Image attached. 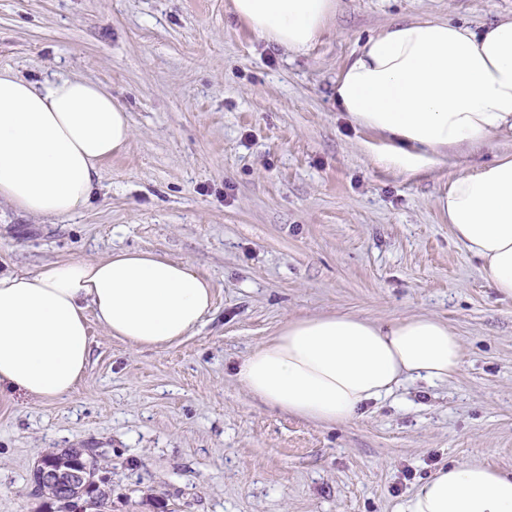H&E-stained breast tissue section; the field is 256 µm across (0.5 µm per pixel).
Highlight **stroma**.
<instances>
[{"label":"stroma","instance_id":"stroma-1","mask_svg":"<svg viewBox=\"0 0 512 512\" xmlns=\"http://www.w3.org/2000/svg\"><path fill=\"white\" fill-rule=\"evenodd\" d=\"M231 0H0V69L105 85L132 137L66 218L0 207V273L151 249L213 284L182 342L139 349L89 319L86 377L63 401L0 389V512H50L28 480L47 452L94 448L110 512H399L439 467L512 474V298L498 295L438 207L448 182L512 135L409 174L366 152L336 80L395 22L480 30L512 0H338L303 53L269 45ZM432 314L463 342L444 383L404 381L346 424L266 406L242 358L289 319Z\"/></svg>","mask_w":512,"mask_h":512}]
</instances>
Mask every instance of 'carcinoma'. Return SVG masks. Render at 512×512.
<instances>
[{
    "label": "carcinoma",
    "instance_id": "1",
    "mask_svg": "<svg viewBox=\"0 0 512 512\" xmlns=\"http://www.w3.org/2000/svg\"><path fill=\"white\" fill-rule=\"evenodd\" d=\"M75 464L86 469V481L78 490L64 493L61 490L43 483L38 472L30 474L29 481L38 494L58 504L56 512H105L107 508L106 492L93 494L97 484L104 482L100 476V466L96 449H89V453L75 461Z\"/></svg>",
    "mask_w": 512,
    "mask_h": 512
}]
</instances>
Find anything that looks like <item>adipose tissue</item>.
<instances>
[{"label": "adipose tissue", "instance_id": "ef3b65f1", "mask_svg": "<svg viewBox=\"0 0 512 512\" xmlns=\"http://www.w3.org/2000/svg\"><path fill=\"white\" fill-rule=\"evenodd\" d=\"M336 0H232V12L267 43L307 51ZM336 101L376 132L379 160L412 173L449 149L512 132V16L477 32L441 19L393 24L342 68ZM132 136L125 108L95 82H30L0 71V204L38 218L85 209L100 165ZM453 237L512 298V157L456 175L438 200ZM212 286L185 262L150 250L0 273V388L60 400L84 379L89 319L108 336L161 349L201 325ZM463 344L432 315L388 322L331 314L288 320L242 360L248 394L323 423H346L406 378L446 381ZM399 512H512V474L460 461L439 468Z\"/></svg>", "mask_w": 512, "mask_h": 512}]
</instances>
